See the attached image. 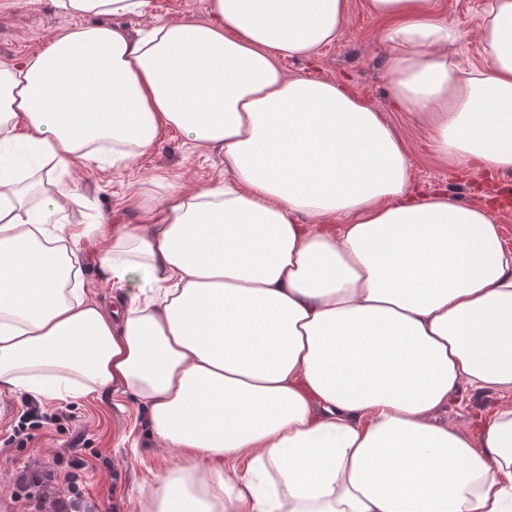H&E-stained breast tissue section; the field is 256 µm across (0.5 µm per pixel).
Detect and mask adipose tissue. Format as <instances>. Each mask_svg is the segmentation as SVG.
Returning <instances> with one entry per match:
<instances>
[{
    "label": "adipose tissue",
    "instance_id": "adipose-tissue-1",
    "mask_svg": "<svg viewBox=\"0 0 512 512\" xmlns=\"http://www.w3.org/2000/svg\"><path fill=\"white\" fill-rule=\"evenodd\" d=\"M149 0H57L78 25L0 63V390L144 407L181 460L145 512H512V251L488 209L415 193L407 149L340 83L287 75L344 32L347 0H213L204 22L129 34ZM393 17V101L451 165L512 170V0H488L481 65L436 0ZM174 129L226 179L169 185L149 227L76 224L73 173ZM112 307L78 282L82 240ZM500 396L477 428L461 391ZM248 458L247 475L227 469Z\"/></svg>",
    "mask_w": 512,
    "mask_h": 512
}]
</instances>
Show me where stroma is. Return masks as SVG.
Masks as SVG:
<instances>
[{"instance_id":"35a3bbf8","label":"stroma","mask_w":512,"mask_h":512,"mask_svg":"<svg viewBox=\"0 0 512 512\" xmlns=\"http://www.w3.org/2000/svg\"><path fill=\"white\" fill-rule=\"evenodd\" d=\"M144 15L111 18V25L127 32L147 27L158 18L171 23L204 20L212 0H150ZM441 15L464 33L457 46L463 67L481 64L477 24L484 0H440ZM56 0H0V61L28 56L60 29L75 25ZM388 24L363 11L361 0H349L341 38L312 60H287L288 74L329 79L347 86L371 103L382 119L405 143L413 178L419 191L432 195L443 191L450 198L487 205L501 226L504 243L512 248V171L486 174L479 170L458 171L440 160L428 144L420 115L392 105L387 79ZM224 176V158L194 148L175 130L164 133L148 152L120 169H81L75 172L81 198L80 220L85 224L148 226V215L132 204L133 198L160 195L164 182L193 190ZM106 247L94 239L79 251L84 266V286L101 303L112 300V290L94 254ZM29 398L23 391L0 390V503L1 512H31L32 501L16 482L23 470H54L56 457L81 461L75 474L87 501L100 512H140L150 497L155 477L177 463L178 456L151 434L147 414L129 397L108 392L72 402L48 401L45 410L53 421L32 430L27 444L8 437L18 413Z\"/></svg>"}]
</instances>
